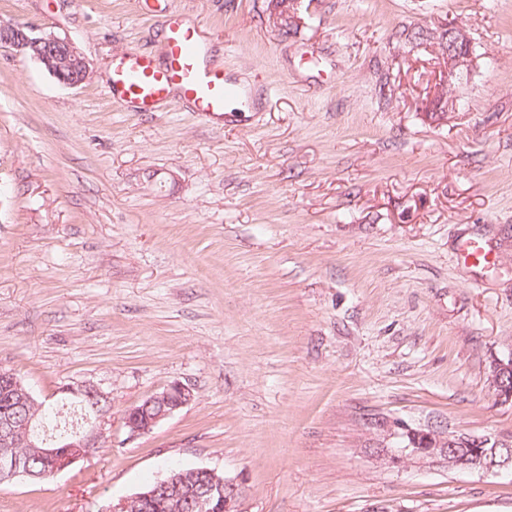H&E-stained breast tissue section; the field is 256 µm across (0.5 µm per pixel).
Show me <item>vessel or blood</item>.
<instances>
[{
  "mask_svg": "<svg viewBox=\"0 0 512 512\" xmlns=\"http://www.w3.org/2000/svg\"><path fill=\"white\" fill-rule=\"evenodd\" d=\"M107 92L132 112H155L174 98L209 117L255 108L251 91L223 63L210 60L200 31L175 17L167 21L162 59L145 52H123L112 62ZM490 258L481 240L469 239L460 245L457 261L470 268L489 264Z\"/></svg>",
  "mask_w": 512,
  "mask_h": 512,
  "instance_id": "obj_1",
  "label": "vessel or blood"
}]
</instances>
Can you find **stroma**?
<instances>
[{
	"label": "stroma",
	"mask_w": 512,
	"mask_h": 512,
	"mask_svg": "<svg viewBox=\"0 0 512 512\" xmlns=\"http://www.w3.org/2000/svg\"><path fill=\"white\" fill-rule=\"evenodd\" d=\"M0 0L68 39L82 86L0 47V370L37 400L111 398L99 450L0 485V512H108L171 467L236 480L240 512H512V477L382 449L407 430L512 442V0ZM197 26L263 112H130L116 54ZM469 28L480 70L442 124L408 25ZM479 237L494 261L461 268ZM195 395L150 433L125 414ZM491 368L490 381L493 383L494 387L497 388L494 392L496 399L502 403H512V387L510 388L506 383L508 382L510 385L512 384V358L507 361L493 359ZM504 378L506 382L502 384L501 381L504 380ZM194 400L193 392L185 385L175 382L168 385L161 392H157L144 399V416H138L136 420L125 415L126 424L136 435L147 434L151 432L159 423L170 417L175 411L187 406ZM156 405L160 407L154 413L148 411L150 407Z\"/></svg>",
	"instance_id": "35a3bbf8"
}]
</instances>
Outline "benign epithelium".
I'll return each mask as SVG.
<instances>
[{
    "label": "benign epithelium",
    "mask_w": 512,
    "mask_h": 512,
    "mask_svg": "<svg viewBox=\"0 0 512 512\" xmlns=\"http://www.w3.org/2000/svg\"><path fill=\"white\" fill-rule=\"evenodd\" d=\"M430 32L434 36L446 33L451 37L448 56L440 60L433 90L421 106L426 119L440 123L448 114L459 110L460 97L456 88L462 79L471 77L477 71L478 58L464 27L444 20L438 22ZM0 46H9L19 54L32 58L60 83L69 87H79L89 78L90 70L84 58L67 39L55 34L37 35L32 28L20 23L0 24ZM509 375H512V358L507 361L493 360L490 381L496 388V399L502 403H512V387L503 383ZM193 400V392L175 382L146 398L144 415L136 419L127 416L126 424L136 435L147 434ZM107 416L108 413L92 407L85 417L87 427L74 432L62 445L43 440L31 421L26 429L27 434L34 435V438L27 437L20 444L13 439L12 420H0V471L12 479L36 477L42 480L47 477L45 473L35 475L31 472L25 458L16 452L17 448L23 447L34 448L49 460L52 463L51 475H56L101 447ZM408 440L411 454L450 469H477L490 473L512 471V445L489 437L414 431ZM200 478L207 479L203 498L218 501L222 512H239L241 488L235 481L209 468L200 469ZM185 492L184 477L171 472L157 480L150 490L134 496V499L155 502L182 496Z\"/></svg>",
    "instance_id": "benign-epithelium-1"
}]
</instances>
